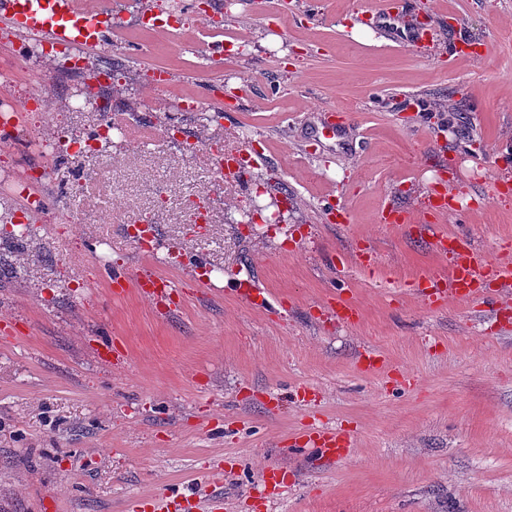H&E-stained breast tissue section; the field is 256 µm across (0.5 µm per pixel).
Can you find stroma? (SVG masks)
<instances>
[{
    "mask_svg": "<svg viewBox=\"0 0 512 512\" xmlns=\"http://www.w3.org/2000/svg\"><path fill=\"white\" fill-rule=\"evenodd\" d=\"M140 2L124 0L112 31L127 57L112 119L132 125L149 108L156 125L134 149L39 155L34 131L82 136L99 114L67 109L57 62L0 32V101L40 92L28 103L39 127L19 124L0 168L50 169L31 191L53 204L29 214V242H0V512H129L217 470L223 512H512V304L492 307V277L479 302L425 297L426 275L449 269L432 231L512 258V172L492 168L512 145V0H397L408 19L437 21L441 45L462 42L453 67L363 23L367 0H319L316 25L304 0H235L222 32L247 34L251 53L220 61L208 29L176 40L140 30ZM230 73L243 97H222ZM159 77L198 111L171 112ZM219 97L223 117L208 121ZM329 108L346 118L343 141L321 133ZM175 123L180 147L165 133ZM243 130L268 160L255 187L288 195L261 198L279 223H238L227 203L249 191L213 178L205 144L229 148ZM440 183L456 210L436 228L380 223L386 201L407 205ZM199 192L201 233L184 209ZM328 193L329 218L317 208ZM114 204L223 276L203 285L174 259H147L122 224L53 223ZM366 251L376 261L363 268ZM112 267L174 280L171 312L133 284L114 296ZM241 280L268 308L239 300ZM333 288L357 302L359 325L328 317ZM330 427L356 441L323 463L309 438ZM270 468L286 488L263 484Z\"/></svg>",
    "mask_w": 512,
    "mask_h": 512,
    "instance_id": "stroma-1",
    "label": "stroma"
}]
</instances>
